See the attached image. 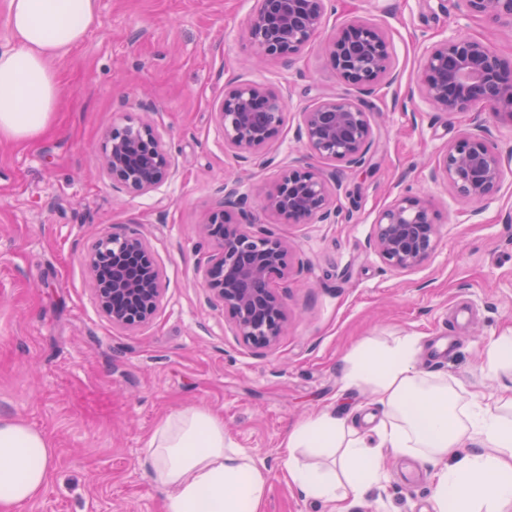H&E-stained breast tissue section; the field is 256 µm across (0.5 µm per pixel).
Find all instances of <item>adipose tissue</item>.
<instances>
[{
	"label": "adipose tissue",
	"mask_w": 512,
	"mask_h": 512,
	"mask_svg": "<svg viewBox=\"0 0 512 512\" xmlns=\"http://www.w3.org/2000/svg\"><path fill=\"white\" fill-rule=\"evenodd\" d=\"M99 21L98 0H9L10 48L0 50V140L39 137L60 101L52 62ZM417 337L365 344L348 357V388L374 395L365 428L325 412L295 425L283 444L289 484L304 498L345 512L381 481V449L434 469L433 512H512V397L464 398L455 380L421 373ZM332 469L303 463L304 449ZM54 460L48 437L0 416V512H18L42 492ZM143 464L164 492L165 512H264L266 471L226 443L224 422L191 406L157 425Z\"/></svg>",
	"instance_id": "adipose-tissue-1"
}]
</instances>
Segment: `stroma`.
<instances>
[{
	"instance_id": "stroma-1",
	"label": "stroma",
	"mask_w": 512,
	"mask_h": 512,
	"mask_svg": "<svg viewBox=\"0 0 512 512\" xmlns=\"http://www.w3.org/2000/svg\"><path fill=\"white\" fill-rule=\"evenodd\" d=\"M99 4V26L52 63L63 90L52 124L33 142L0 141V416L55 448L43 493L21 512H164L141 458L157 422L188 406L220 416L225 438L265 467L264 512H331L289 486L281 444L319 412H370L369 393L342 383L346 357L368 341L416 336L423 371L481 395L512 386L483 368L491 342L512 333V163L499 193L476 205L432 177L448 145L482 120L512 160V118L444 114L416 91L425 50L446 38L482 40L512 65V23L462 14L455 0H329L326 36L358 19L390 42L394 80L363 95L338 78L323 39L292 61L253 65V0ZM234 81L287 103L277 135L245 164L214 118ZM337 95L365 102L374 146L364 168H337L299 137L302 111ZM127 118L149 119L171 156L170 178L143 196L115 188L101 167L106 133ZM291 166L339 169L335 223L262 209ZM231 177L252 195L257 228L294 250L288 329L265 352L237 341L202 287L213 246L198 228ZM404 196L426 201L441 240L400 273L371 236L378 213ZM132 231L148 240L164 292L153 321L128 329L97 307L81 257L102 233ZM381 470L379 487L347 512H432L430 469L388 453Z\"/></svg>"
}]
</instances>
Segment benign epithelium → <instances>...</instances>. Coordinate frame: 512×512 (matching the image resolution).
I'll return each instance as SVG.
<instances>
[{"label":"benign epithelium","mask_w":512,"mask_h":512,"mask_svg":"<svg viewBox=\"0 0 512 512\" xmlns=\"http://www.w3.org/2000/svg\"><path fill=\"white\" fill-rule=\"evenodd\" d=\"M459 10L512 22V0H456ZM327 0H254L248 37L263 59L298 54L321 32ZM332 68L346 84L369 94L391 78L388 40L374 23L353 20L326 45ZM419 95L438 112L453 114L477 105L497 116L512 117V70L489 46L467 36L434 43L423 57ZM285 100L261 86L233 83L214 112L224 145L245 161L267 147L283 122ZM300 136L316 156L360 168L370 157L373 133L363 105L348 97H332L302 112ZM103 170L112 183L144 195L171 174L172 164L160 137L148 121L112 128L103 146ZM506 162L493 144L490 128L479 123L464 132L442 154L436 174L461 197L480 202L503 182ZM339 171L288 168L277 190L263 200L264 210L292 223L336 219L331 190H340ZM250 201L238 181L224 183V199L202 225L216 253L204 271L208 303L228 314L239 343L263 351L273 348L288 321L281 291L289 273L288 241L249 230ZM440 227L417 197H403L381 211L372 242L391 269L420 267L436 250ZM94 300L112 324L133 328L150 323L163 295L161 271L147 239L132 231L105 233L84 258Z\"/></svg>","instance_id":"benign-epithelium-1"}]
</instances>
